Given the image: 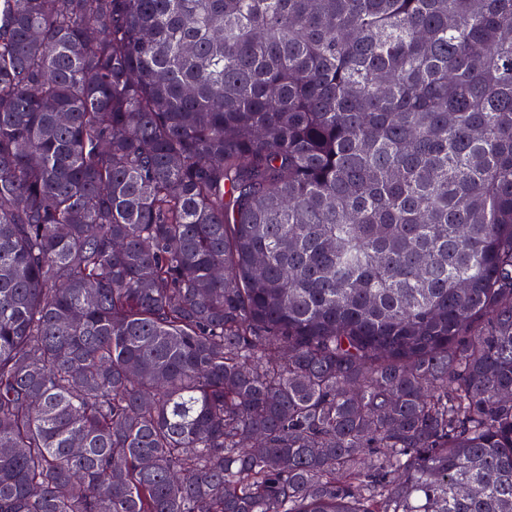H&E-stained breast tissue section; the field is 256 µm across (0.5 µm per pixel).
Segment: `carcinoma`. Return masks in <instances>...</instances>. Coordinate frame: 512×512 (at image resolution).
<instances>
[{"mask_svg": "<svg viewBox=\"0 0 512 512\" xmlns=\"http://www.w3.org/2000/svg\"><path fill=\"white\" fill-rule=\"evenodd\" d=\"M505 392L512 0H0V512H512Z\"/></svg>", "mask_w": 512, "mask_h": 512, "instance_id": "obj_1", "label": "carcinoma"}]
</instances>
